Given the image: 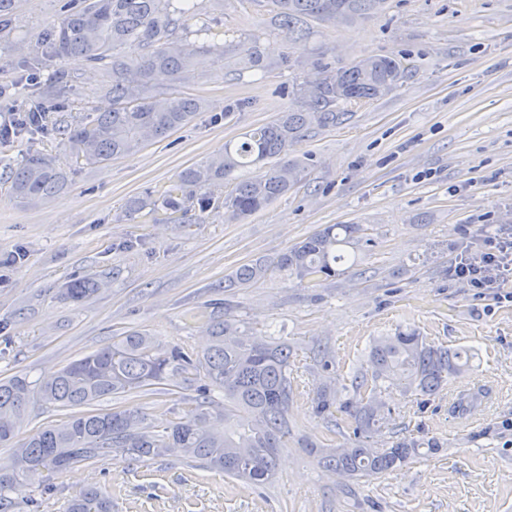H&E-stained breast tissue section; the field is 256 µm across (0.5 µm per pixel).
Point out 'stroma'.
<instances>
[{"mask_svg":"<svg viewBox=\"0 0 512 512\" xmlns=\"http://www.w3.org/2000/svg\"><path fill=\"white\" fill-rule=\"evenodd\" d=\"M66 0H22L15 46L0 52V113L42 104L47 77L19 67ZM224 28L226 59L209 62L197 83L157 81L159 92L200 99L182 129L138 153L88 167L64 144L66 126L111 109L99 76L72 57V84L55 104L47 132L0 147V176L30 152L50 154L68 186L52 201L26 206L0 183V379L35 381L134 329L167 345L201 350L209 314L224 310V277L259 257L273 258L324 224H361L369 243L354 250L353 277L308 288L276 274L236 292L234 313L288 342L298 389L288 411L292 434L271 483L253 486L175 456L132 462L109 457L51 477L16 483L14 512H66L75 494L111 493L112 512H512V302L476 295L454 277L462 245L512 235V0H388L366 21L311 20L288 42L268 0H209ZM260 36L265 67L237 70L228 57ZM377 54L405 59L408 73L388 95L354 108L336 126L299 140L301 184L244 221L197 223L129 216L130 199L161 189L181 171L223 150L227 140L279 117L293 104L288 87L324 65ZM90 276L86 301L61 289ZM414 329L436 345L467 347L471 367L426 407L393 389L392 415L375 447L414 437L436 444L407 466L371 481L338 477L309 443H339L350 422L314 415L311 397L328 382L354 396L374 337ZM488 389L466 414L449 406L470 383ZM198 381L181 373L146 393L98 403L138 410L167 427Z\"/></svg>","mask_w":512,"mask_h":512,"instance_id":"35a3bbf8","label":"stroma"}]
</instances>
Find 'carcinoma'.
Masks as SVG:
<instances>
[{"label": "carcinoma", "instance_id": "cac0c4a2", "mask_svg": "<svg viewBox=\"0 0 512 512\" xmlns=\"http://www.w3.org/2000/svg\"><path fill=\"white\" fill-rule=\"evenodd\" d=\"M278 26L288 38L304 37L303 23L368 20L386 7V0H268ZM21 0H0V50L14 47ZM199 0H71L66 15L43 33L31 56L21 61L24 71L50 70L53 80L46 98L65 96L70 81L57 64L79 55L101 74L100 90L112 97V111L92 116L67 130L66 145L76 160L94 166L140 151L147 143L188 124L200 111L198 100L163 97L154 77L168 75L179 84L202 78L208 61L224 57V31L205 22L195 29L188 21L201 14ZM259 37L239 45L234 64L245 69L265 67ZM127 43L142 48L137 58L122 54ZM401 59L365 55L350 65L325 67L313 81L292 85L293 107L276 120L251 128L238 139L224 142V151L203 164L185 169L176 181L153 196L134 200L129 209L144 211L181 224L193 208L200 221L213 213L243 220L287 194L302 179L300 162L288 157L291 147L313 129L334 127L344 108L381 98L405 78ZM21 122L13 137L47 129ZM277 162L265 173L235 182L230 193L217 189L234 172ZM9 193L17 200L40 205L57 196L66 176L51 157L37 150L10 172ZM359 224H326L299 244L273 259H257L224 276V291L249 288L274 272H286L314 287L349 271L344 247L363 240ZM100 288L92 278L74 280L64 295L79 303ZM210 345L202 355L175 345L166 346L145 331L119 336L100 350L74 360L56 375L35 383L15 377L0 381V444L12 442L37 404L78 410L58 424L30 434L13 448L11 464L0 466V512H11L8 491L14 481L60 473L77 463L107 456L141 461L179 455L206 462L224 475L248 484H264L277 472L279 450L288 445V408L297 389L291 377L288 343L254 332L229 310L207 319ZM473 355L467 348L436 346L415 330L376 339L371 347V373L355 381L356 391L368 394L354 402L342 400L323 387L313 392L314 414L330 422L345 415L352 420L353 437L321 451L319 464L353 479H369L397 470L419 454L414 440L389 448L371 446L370 438L390 416L382 399L388 388L402 387L420 396L419 407L439 395L450 378L465 372ZM192 368L199 380L198 397L164 430L156 431L137 411L115 408L97 413L89 407L121 393L141 391L176 373ZM480 394H456L453 409L469 411ZM67 512H112V500L91 488L71 498Z\"/></svg>", "mask_w": 512, "mask_h": 512}]
</instances>
